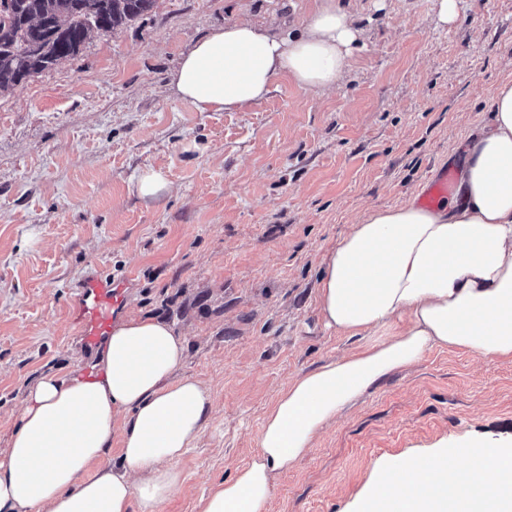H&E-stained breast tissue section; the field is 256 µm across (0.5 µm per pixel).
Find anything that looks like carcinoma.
Segmentation results:
<instances>
[{
	"label": "carcinoma",
	"instance_id": "cac0c4a2",
	"mask_svg": "<svg viewBox=\"0 0 512 512\" xmlns=\"http://www.w3.org/2000/svg\"><path fill=\"white\" fill-rule=\"evenodd\" d=\"M154 0H0V93L75 56L91 33H112Z\"/></svg>",
	"mask_w": 512,
	"mask_h": 512
}]
</instances>
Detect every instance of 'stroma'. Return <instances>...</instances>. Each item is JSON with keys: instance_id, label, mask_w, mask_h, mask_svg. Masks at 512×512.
Here are the masks:
<instances>
[{"instance_id": "obj_1", "label": "stroma", "mask_w": 512, "mask_h": 512, "mask_svg": "<svg viewBox=\"0 0 512 512\" xmlns=\"http://www.w3.org/2000/svg\"><path fill=\"white\" fill-rule=\"evenodd\" d=\"M318 0H155L127 26L0 94V453L43 374L94 364L72 318L93 269L131 276L127 312L183 335L213 416L160 512H202L259 451L289 383L358 345L318 283L367 212L419 199L512 81V0H340L361 39L335 89L279 78L236 112L170 94L182 55L241 17L299 26ZM169 192L138 195L139 173ZM512 442V360L436 348L327 425L272 478L271 512H353L376 465L442 444ZM137 191L143 198H156L170 189V183L161 171L146 170L137 179Z\"/></svg>"}]
</instances>
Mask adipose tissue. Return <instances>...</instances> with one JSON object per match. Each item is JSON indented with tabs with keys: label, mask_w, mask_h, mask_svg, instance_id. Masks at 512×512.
<instances>
[{
	"label": "adipose tissue",
	"mask_w": 512,
	"mask_h": 512,
	"mask_svg": "<svg viewBox=\"0 0 512 512\" xmlns=\"http://www.w3.org/2000/svg\"><path fill=\"white\" fill-rule=\"evenodd\" d=\"M359 35L337 0H321L296 32L229 23L183 57L169 90L200 112L259 102L282 75L330 90ZM464 154L454 201L372 211L337 243L319 284L321 314L365 341L288 386L265 418L259 453L210 492L204 512H266L275 471L432 349L512 359V82ZM186 352L167 323L126 317L98 356V378L40 377L0 458V512H159L212 413L209 392L180 373ZM118 427L119 460L101 467ZM356 512H512V448L467 442L392 460L374 470Z\"/></svg>",
	"instance_id": "obj_1"
}]
</instances>
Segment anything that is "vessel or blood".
Returning <instances> with one entry per match:
<instances>
[{
  "label": "vessel or blood",
  "mask_w": 512,
  "mask_h": 512,
  "mask_svg": "<svg viewBox=\"0 0 512 512\" xmlns=\"http://www.w3.org/2000/svg\"><path fill=\"white\" fill-rule=\"evenodd\" d=\"M451 171H442L420 196L421 205L431 207L448 198L454 186ZM126 279L103 271L85 277L74 291V321L88 347H96L107 336L115 317L125 305Z\"/></svg>",
  "instance_id": "1"
}]
</instances>
